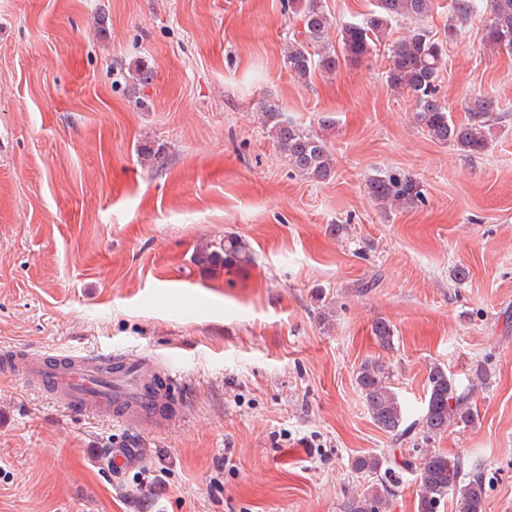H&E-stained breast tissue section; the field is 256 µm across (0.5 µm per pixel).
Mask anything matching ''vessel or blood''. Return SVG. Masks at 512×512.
I'll return each mask as SVG.
<instances>
[{
	"mask_svg": "<svg viewBox=\"0 0 512 512\" xmlns=\"http://www.w3.org/2000/svg\"><path fill=\"white\" fill-rule=\"evenodd\" d=\"M12 360L22 363L28 382L40 386L68 411L129 427L146 423L161 428L167 421L163 402L142 387L144 374L152 370L147 356L132 354L115 361L103 354H47L16 348ZM116 362L122 372L115 377L109 369Z\"/></svg>",
	"mask_w": 512,
	"mask_h": 512,
	"instance_id": "b4317fda",
	"label": "vessel or blood"
}]
</instances>
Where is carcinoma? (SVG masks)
I'll return each instance as SVG.
<instances>
[{"label": "carcinoma", "instance_id": "carcinoma-1", "mask_svg": "<svg viewBox=\"0 0 512 512\" xmlns=\"http://www.w3.org/2000/svg\"><path fill=\"white\" fill-rule=\"evenodd\" d=\"M288 9L298 19L300 30L288 41L285 67L293 78L305 83L316 69L332 73L343 61H362L383 43L392 24L429 16L434 0H376V9L366 19L340 25L338 50L327 40L333 19L322 0H288ZM449 13L448 35L455 34L456 24L482 18L484 47L492 53L504 49L512 52V0H451ZM443 56V44L426 28L416 26L390 45L386 83L392 90L415 98L414 121L433 140L462 152H481L488 145L494 114L499 111L498 101L488 94L470 96L462 103L466 121L455 120L438 97ZM263 118L267 135L288 166L311 181L330 177L333 160L321 137L288 122L279 107L272 104L263 107ZM365 190L381 209L425 202L422 184L399 170L375 171L366 179ZM194 262L206 270L243 272L253 263V254L245 240L226 235L197 248ZM372 334L381 348H392L394 330L387 320H376ZM356 381L372 422L393 437L406 434V413L388 384L384 365L376 359L363 362ZM428 382L426 407L418 421L426 436H440L454 425L474 422L477 413L446 370L438 365L432 367ZM351 469L362 476L379 475L381 482L350 497L345 512H383V505L392 495L396 473L404 469L416 472V512H439L450 497L456 501V512H484L485 481L478 463L471 465L466 474L463 460L430 449L417 464L406 458L399 461L396 455L385 452L363 454L352 459Z\"/></svg>", "mask_w": 512, "mask_h": 512}]
</instances>
